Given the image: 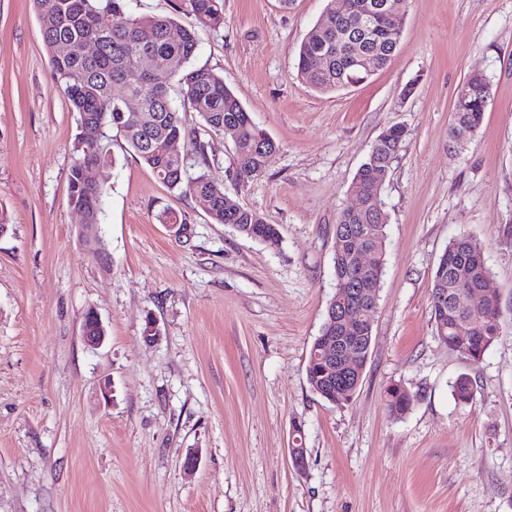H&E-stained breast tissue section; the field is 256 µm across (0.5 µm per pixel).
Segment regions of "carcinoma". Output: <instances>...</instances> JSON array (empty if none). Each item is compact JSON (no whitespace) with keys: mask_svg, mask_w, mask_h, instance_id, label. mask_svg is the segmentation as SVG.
<instances>
[{"mask_svg":"<svg viewBox=\"0 0 512 512\" xmlns=\"http://www.w3.org/2000/svg\"><path fill=\"white\" fill-rule=\"evenodd\" d=\"M43 44L49 56L53 85L61 90L78 115L80 134L77 156L69 170V204L83 211L86 223H101L103 185L94 184L84 173L93 167L115 164L109 131L126 137L134 154L170 191L192 196L203 203L214 224H232L241 235L275 245L280 239L276 225L268 224L253 210L241 206L210 180L206 169L211 159L207 143L197 130L187 126L184 112H194L211 133L229 132L233 141V177L248 182L266 171L267 154L278 148L264 141L266 131L246 111L224 77L207 67L191 64L198 42V26L224 27V0H189L193 22L179 25L168 16L135 15L126 0H32ZM179 38H169L171 30ZM356 32L353 14L338 16L326 6L319 20L297 50V69L302 80L315 90L328 93L358 84L369 77L363 69L349 67L350 46L339 41L342 31ZM402 19L385 17L375 23L371 49H397ZM90 41L99 44L97 55L88 58L64 56L63 42ZM150 55L155 66L149 73L136 67L137 58ZM180 85L182 102L175 106L169 96L172 81ZM470 93L454 97L453 112L459 123L478 128L485 112L490 83L482 73L467 79ZM122 89L116 95L114 87ZM139 102V111L126 110L124 98ZM399 126L385 129L373 143L359 167L351 190L360 195L362 206L355 212L339 213L333 235L332 268L341 282L351 266L356 244L372 250L376 265L361 279L376 282L383 275L389 214L377 185L388 176L392 162L404 142ZM182 150H170V144ZM489 276L484 252L469 234L461 232L448 241L432 277L430 306L436 336L471 364L479 363L499 337L500 310L496 300L477 289ZM487 316L482 333H466L462 325L471 309ZM361 320L363 342L354 367L341 375V360L324 359L320 341L310 349L306 369L312 390L327 404L342 407L354 399L369 357L374 311L354 309ZM454 400L468 404L475 398L476 383L462 374L451 385ZM414 396L395 385L386 391V405L394 418L412 406Z\"/></svg>","mask_w":512,"mask_h":512,"instance_id":"obj_1","label":"carcinoma"}]
</instances>
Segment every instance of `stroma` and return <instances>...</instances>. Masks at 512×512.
I'll list each match as a JSON object with an SVG mask.
<instances>
[{
	"instance_id": "obj_1",
	"label": "stroma",
	"mask_w": 512,
	"mask_h": 512,
	"mask_svg": "<svg viewBox=\"0 0 512 512\" xmlns=\"http://www.w3.org/2000/svg\"><path fill=\"white\" fill-rule=\"evenodd\" d=\"M326 3L224 0L223 29L196 30L194 65L223 75L278 145L264 176L239 183L231 139L205 134L208 175L277 225L278 246L212 223L116 132L99 256L68 200L77 115L31 0H0V512H512V0H408L387 67L322 94L296 49ZM475 72L490 96L469 130L452 108ZM392 125L405 141L383 189L370 355L355 399L335 408L306 377L337 291L333 228ZM167 209L186 235L159 222ZM462 231L500 303L477 364L431 318L434 269ZM91 311L108 331L96 350L82 339ZM463 373L477 383L466 405L451 394ZM396 384L415 397L399 419L386 406ZM297 421L303 474L288 453Z\"/></svg>"
}]
</instances>
